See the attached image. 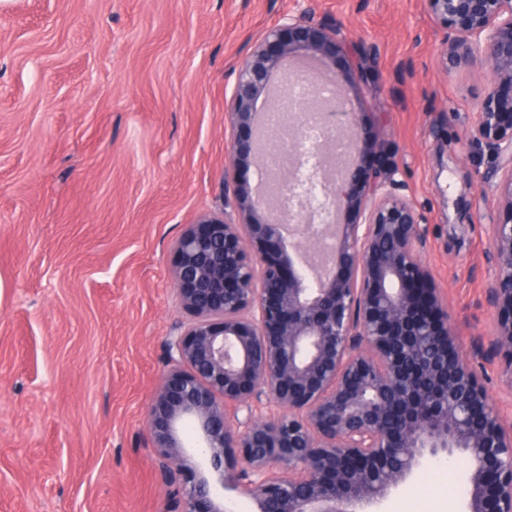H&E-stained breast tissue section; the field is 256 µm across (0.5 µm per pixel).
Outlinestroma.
<instances>
[{"label": "stroma", "mask_w": 512, "mask_h": 512, "mask_svg": "<svg viewBox=\"0 0 512 512\" xmlns=\"http://www.w3.org/2000/svg\"><path fill=\"white\" fill-rule=\"evenodd\" d=\"M349 44L347 108L380 142L358 181L393 171L458 345L505 424L490 348L495 159L463 133L490 89L446 68L425 0H0V512H175L147 445L164 343L187 325L174 243L224 203V104L286 14ZM463 460L427 461L383 512H460Z\"/></svg>", "instance_id": "35a3bbf8"}]
</instances>
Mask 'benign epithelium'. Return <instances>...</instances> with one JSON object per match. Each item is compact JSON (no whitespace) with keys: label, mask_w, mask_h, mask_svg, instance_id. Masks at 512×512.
<instances>
[{"label":"benign epithelium","mask_w":512,"mask_h":512,"mask_svg":"<svg viewBox=\"0 0 512 512\" xmlns=\"http://www.w3.org/2000/svg\"><path fill=\"white\" fill-rule=\"evenodd\" d=\"M425 2L448 35L447 67L491 77L464 136L501 160L482 183L506 211L491 225L488 302L497 311L490 346L512 388V0ZM345 47L336 24L306 12L257 41L225 106L224 185H235L226 205L236 218L204 212L175 242L172 282L193 319L165 341L168 371L146 431L178 512H229L227 464L258 512H380L425 460L458 457L466 512H512V427L456 346L454 314L422 262L414 203L352 175L380 148L339 109L342 75L320 70L335 96L294 103L292 165L272 168L258 99L283 110L292 84L313 74L291 59H334ZM306 107L330 137L306 143ZM241 129L261 137L242 139ZM335 133L351 146L339 164ZM247 165L320 186V227L302 228L314 217L300 195L235 184ZM346 212L355 220L343 224ZM320 235L332 240L324 264L315 261Z\"/></svg>","instance_id":"obj_1"}]
</instances>
